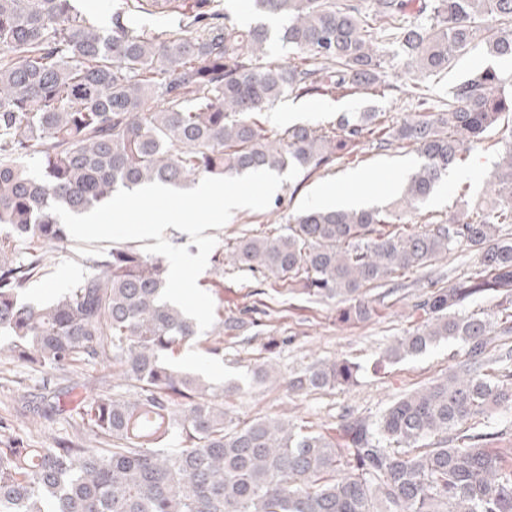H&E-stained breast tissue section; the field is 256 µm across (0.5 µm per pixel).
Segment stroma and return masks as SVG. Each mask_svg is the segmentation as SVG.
Masks as SVG:
<instances>
[{"instance_id": "35a3bbf8", "label": "stroma", "mask_w": 512, "mask_h": 512, "mask_svg": "<svg viewBox=\"0 0 512 512\" xmlns=\"http://www.w3.org/2000/svg\"><path fill=\"white\" fill-rule=\"evenodd\" d=\"M494 67L512 71V62L492 57L484 41H475L472 49L456 58L448 70L424 79L431 95L446 97L450 89L471 71ZM385 71L393 88L386 93L362 91L336 98H281L262 116L269 134L283 133L289 125L329 126L350 112H384L395 121H402L414 110L403 85L405 74L399 60L386 57ZM497 149L490 143L467 152L464 161L443 178L435 192L419 208L408 213L405 222L423 226L431 221L446 220L463 201H476L484 195V180L497 161ZM422 164L421 156L409 148L382 151L366 145L355 156H338L331 166L300 183L283 182L276 194L277 206L264 210H244L231 216L222 228L212 229L217 241L249 230L261 232L271 224H283L288 214L317 205L324 187L333 185L342 193L349 192L345 181L349 172L361 171L366 181L359 186L360 195L371 205L383 207L390 203L403 181ZM476 253L458 249L427 270L407 273L405 286L385 301L375 299L378 313L370 321L344 324L336 318V308L329 303L289 297L284 285L270 277L256 282L250 274L225 269L216 274L205 269L199 286L212 299H223L225 313L253 307L264 313L263 336L249 342L225 338L223 360L213 359L203 349L183 350L175 358L184 369L200 372L218 384H237V391L228 394L224 407L235 422L243 424L260 416L291 417L312 422L315 428L335 426L345 408L374 417L398 395L413 391L444 376L457 353L456 345L440 342L425 353L390 364L382 359L384 350L396 337L411 331L420 321L413 306L426 291L430 278L441 282L476 271ZM84 269L68 254L56 252L43 276L30 285L36 300L47 299L61 289L71 287L81 278ZM321 358H347L360 364L357 385L332 391L295 395L289 393L284 379ZM260 364L278 368L281 380L259 384L252 380V370ZM40 375L26 365L11 360L0 351V417L8 418L15 433L29 438L36 447L48 445L53 436L64 432L68 424L58 416L43 421L40 429L30 425L27 409L39 389Z\"/></svg>"}]
</instances>
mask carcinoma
Listing matches in <instances>:
<instances>
[{
  "label": "carcinoma",
  "instance_id": "cac0c4a2",
  "mask_svg": "<svg viewBox=\"0 0 512 512\" xmlns=\"http://www.w3.org/2000/svg\"><path fill=\"white\" fill-rule=\"evenodd\" d=\"M76 0H0V342L41 373L84 364L113 368L79 400L42 383L33 416L72 419L42 448L0 418V512H512V448L486 418L512 409V127L489 174L490 203L445 222L400 225L463 153L512 120V74L488 66L435 101L415 84L416 111L342 116L329 127L294 124L272 137L256 116L286 93L299 98L390 87L378 39L396 46L404 73L448 69L483 37L512 59V0H252L281 22L295 50L269 58L271 31L242 27L219 0H122L103 33ZM167 17L166 29L148 20ZM411 146L423 158L386 209L299 211L272 235L241 233L211 263L274 276L289 292L338 304L343 323L377 313L366 293L460 247L480 270L448 287L430 281L423 320L385 350L397 360L444 340L462 351L448 375L400 396L372 418L346 411L313 430L286 418L238 425L225 389L170 358L197 341L196 322L160 301L168 266L135 245L78 256L87 273L50 301L25 298L49 254L71 245L51 212L74 214L120 188L185 186L291 165L305 176L354 155ZM495 295L494 305L465 306ZM262 335L249 309H215L209 354L224 337ZM348 359H317L288 377L310 393L358 382ZM176 438L179 447L167 443Z\"/></svg>",
  "mask_w": 512,
  "mask_h": 512
}]
</instances>
